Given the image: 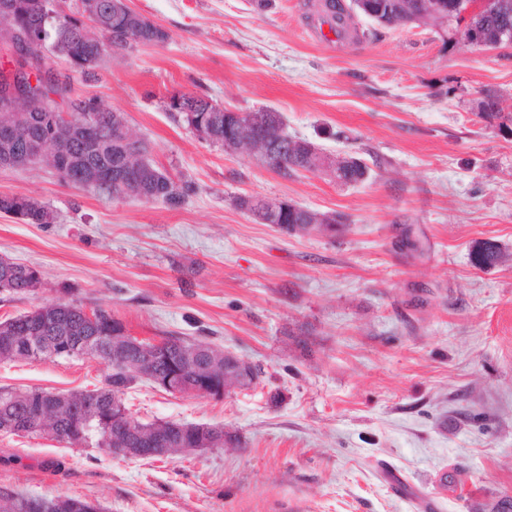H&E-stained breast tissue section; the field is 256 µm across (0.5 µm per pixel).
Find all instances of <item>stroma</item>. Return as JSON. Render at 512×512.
I'll return each mask as SVG.
<instances>
[{
  "label": "stroma",
  "mask_w": 512,
  "mask_h": 512,
  "mask_svg": "<svg viewBox=\"0 0 512 512\" xmlns=\"http://www.w3.org/2000/svg\"><path fill=\"white\" fill-rule=\"evenodd\" d=\"M308 0H128L166 42L108 56L74 93L123 112L154 161L197 190L179 206L114 199L49 167L0 166V195L53 213H0V257L41 267L37 294L103 308L136 336L231 351L260 374L220 398L143 379L141 421L224 426L236 444L129 460L0 432V487L76 497L102 512H488L512 499V43L469 44L463 24L326 38ZM239 112H280L289 135L368 177H285L202 141L169 111L175 92ZM286 201L347 226L329 236L257 222L241 198ZM500 249L491 268L478 253ZM101 360L0 362V388L102 386ZM0 212L18 216L29 224H48L51 219L45 206L18 196L0 195Z\"/></svg>",
  "instance_id": "1"
}]
</instances>
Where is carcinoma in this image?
Returning <instances> with one entry per match:
<instances>
[{
	"label": "carcinoma",
	"mask_w": 512,
	"mask_h": 512,
	"mask_svg": "<svg viewBox=\"0 0 512 512\" xmlns=\"http://www.w3.org/2000/svg\"><path fill=\"white\" fill-rule=\"evenodd\" d=\"M431 2L432 0H367L376 13L372 21L388 28L431 19ZM441 2L448 18L461 20L463 13L477 0ZM322 12L328 21L341 19L348 23L351 19V14L339 5L338 0H323ZM98 24L102 36L110 37L115 44L134 41L147 46L163 43L168 39L167 32L161 26L145 21H130L125 15L117 17L106 13L100 16ZM465 29L478 31L490 44L508 41L507 34H512V0H495L489 7L480 4L478 9L471 12ZM45 30L52 52L61 56L66 51L70 52L69 62L73 69V73L65 76L63 81L49 74L35 73V80L43 96L48 99L57 96L67 102L68 120L56 127V132L64 135L70 142L69 154L62 159L63 167L70 170L90 164L110 170L112 183L107 186L96 185L94 189L112 198H133L160 201L170 206L180 205L194 192L192 183L175 181L149 155L134 158L127 146L114 143L112 128L117 123L119 113L97 105L100 139L108 147L94 150L87 145L81 131V110L84 109L86 100L71 96L72 79L75 74L84 80L97 78V46L86 41L66 44V34L69 31L67 23L55 27L47 24ZM7 106L8 99L1 93L0 120L17 121L20 124L21 136L37 137L49 132L50 126L44 124V113L14 114L4 111ZM258 113L268 119L267 127L260 130L265 144L244 143L239 146V150L256 155L259 150L269 147L278 158V161L272 163V169L284 177L302 169L309 170L304 158L315 148V144L305 139L292 142L279 113L268 109H260ZM206 116L211 128L212 144L224 146V113L208 112ZM479 117L488 121L502 118L500 102L496 96L485 95ZM339 169L342 170L340 183L349 185L358 181L367 166L353 161L339 166ZM0 212L18 216L29 224H47L51 219V212L46 207L18 196L0 195ZM315 215L314 211H290L284 217L286 228L299 233L317 229L319 225L314 223ZM42 285V273L37 267L0 257V295L6 298L34 295ZM44 315L57 318L54 326L48 329L40 327L38 319ZM121 327L122 320L105 309L95 308L88 312L76 301H58L0 322V361L40 362L57 357H90L112 366V349L106 347V340ZM163 341L175 366L170 368L165 363L154 364L148 369V374L154 378L171 373L170 393L182 390L185 382L192 379L198 382L199 395L204 396L207 393L205 382L224 377L223 350L209 343H197L181 336H165ZM186 346L198 350V356L191 363L182 357V350ZM137 381L136 376L128 375L113 366L105 385L92 390L59 393L42 389H0V431L12 429L16 434L48 435L74 447L91 448L110 454L114 448L125 447L124 435L116 430L112 422V404L124 405L120 396L126 394ZM43 410L48 412L44 422L37 418L38 413ZM179 426L181 423L176 421L144 423L137 419L134 423V427L149 437H164V447L171 455L183 451ZM0 512H99V508L79 498L49 499L1 488Z\"/></svg>",
	"instance_id": "obj_1"
}]
</instances>
